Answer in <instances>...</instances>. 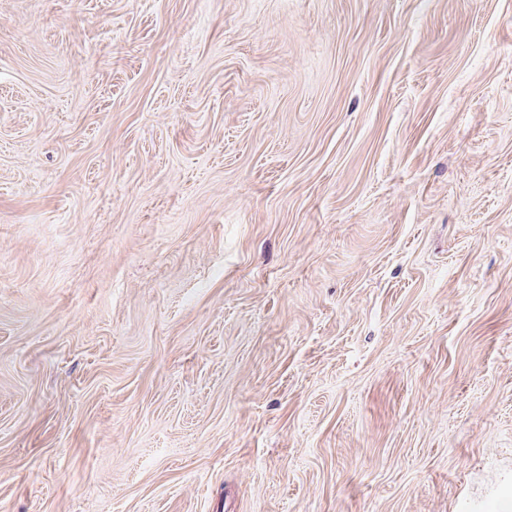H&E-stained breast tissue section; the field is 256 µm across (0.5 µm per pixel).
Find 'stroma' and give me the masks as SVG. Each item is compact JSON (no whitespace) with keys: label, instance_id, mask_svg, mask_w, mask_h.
Listing matches in <instances>:
<instances>
[{"label":"stroma","instance_id":"35a3bbf8","mask_svg":"<svg viewBox=\"0 0 512 512\" xmlns=\"http://www.w3.org/2000/svg\"><path fill=\"white\" fill-rule=\"evenodd\" d=\"M0 512H512V0H0Z\"/></svg>","mask_w":512,"mask_h":512}]
</instances>
